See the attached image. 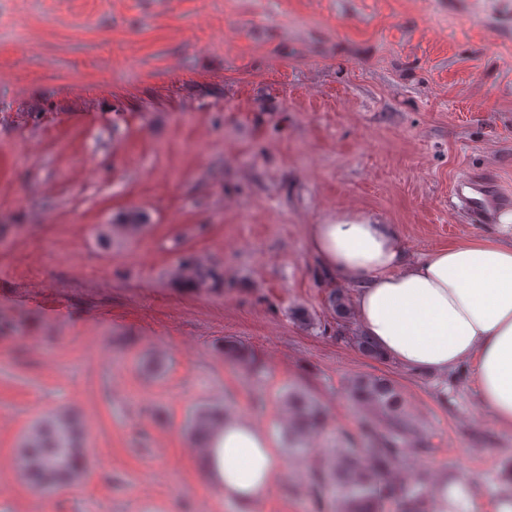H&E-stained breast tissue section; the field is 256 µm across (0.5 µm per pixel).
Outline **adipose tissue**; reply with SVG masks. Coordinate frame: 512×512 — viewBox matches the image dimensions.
Segmentation results:
<instances>
[{
  "label": "adipose tissue",
  "instance_id": "1",
  "mask_svg": "<svg viewBox=\"0 0 512 512\" xmlns=\"http://www.w3.org/2000/svg\"><path fill=\"white\" fill-rule=\"evenodd\" d=\"M318 268L355 289L353 309L385 358L415 373L470 368L481 408L512 431V240L454 241L410 259L393 225L342 211L308 228ZM203 454L209 486L244 512L282 475L270 433L229 413ZM463 477H440L432 512H466Z\"/></svg>",
  "mask_w": 512,
  "mask_h": 512
}]
</instances>
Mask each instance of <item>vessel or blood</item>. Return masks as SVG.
Wrapping results in <instances>:
<instances>
[{
    "instance_id": "b4317fda",
    "label": "vessel or blood",
    "mask_w": 512,
    "mask_h": 512,
    "mask_svg": "<svg viewBox=\"0 0 512 512\" xmlns=\"http://www.w3.org/2000/svg\"><path fill=\"white\" fill-rule=\"evenodd\" d=\"M452 195L473 224H496L503 214L512 212V196L500 191L491 171L459 179Z\"/></svg>"
}]
</instances>
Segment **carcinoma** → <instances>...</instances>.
<instances>
[{
  "mask_svg": "<svg viewBox=\"0 0 512 512\" xmlns=\"http://www.w3.org/2000/svg\"><path fill=\"white\" fill-rule=\"evenodd\" d=\"M145 222L142 213L131 211L125 215L123 223L109 225L105 237L110 240L116 233L136 235ZM175 278L185 288H201L209 280L218 281L220 276L205 268L199 258L188 255L178 264ZM330 303L337 318L343 321L351 318V307L345 294L337 292L330 295ZM347 339L363 356L384 359L375 344L361 331H349ZM349 393L359 403L378 412L386 423V429L382 431L377 423L366 420L363 430L370 443L369 455L359 458L344 454L333 462V471L340 475L337 512H379L383 502L396 498V489L388 475L407 455L410 426L401 394L388 379L358 376L351 381ZM285 406L295 414L294 434L297 438L321 423L322 409L312 400L291 392L285 397ZM223 421V410L202 408L188 416L186 428L202 443ZM80 435L81 428L75 419L56 415L45 420L25 439L16 458V467L33 492L43 493L79 479L83 468Z\"/></svg>",
  "mask_w": 512,
  "mask_h": 512,
  "instance_id": "carcinoma-1",
  "label": "carcinoma"
}]
</instances>
